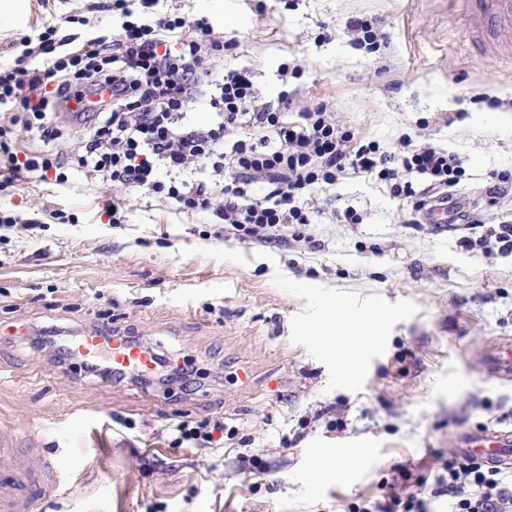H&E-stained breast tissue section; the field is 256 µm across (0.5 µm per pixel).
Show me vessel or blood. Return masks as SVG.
I'll return each mask as SVG.
<instances>
[{"label":"vessel or blood","instance_id":"1","mask_svg":"<svg viewBox=\"0 0 512 512\" xmlns=\"http://www.w3.org/2000/svg\"><path fill=\"white\" fill-rule=\"evenodd\" d=\"M491 21L512 28V0H483ZM112 350V367L121 372L151 369L153 362L140 348L119 338L91 335L84 337L75 352L90 355L102 345ZM490 374H512V342L492 346L482 357ZM454 447L460 454L494 466L512 463V428L487 426L457 432ZM56 464L44 457L41 449L23 448L14 441L0 438V512H33L37 499L63 493Z\"/></svg>","mask_w":512,"mask_h":512}]
</instances>
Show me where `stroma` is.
Returning a JSON list of instances; mask_svg holds the SVG:
<instances>
[{
	"label": "stroma",
	"mask_w": 512,
	"mask_h": 512,
	"mask_svg": "<svg viewBox=\"0 0 512 512\" xmlns=\"http://www.w3.org/2000/svg\"><path fill=\"white\" fill-rule=\"evenodd\" d=\"M28 2L20 25L0 28L2 66L50 21L82 37L118 30L85 0ZM154 10L208 17L237 43L217 69H249L262 98L292 87L381 149L408 135L455 153L475 221L410 223L414 199L348 174L317 196L324 247L312 252L239 240L138 192L126 195V222L110 223L101 183L74 169L63 186L1 191L0 213L21 221L0 229V435L35 430L71 488L37 512H361L403 468L425 512H448L433 489L458 428L512 427V380L477 362L512 338V257L459 245L512 216V193L485 195L492 173L512 170V32L479 23L464 0H156ZM351 16L379 20V51L353 47ZM287 63L301 71L285 82ZM347 209L362 223L333 221ZM334 313L368 331L351 376L324 333ZM107 322L192 362L194 390L89 379L78 358L64 373L24 342L44 326L71 337ZM180 415L223 419L220 453L169 447L164 426ZM348 449L365 454L353 475H318V455Z\"/></svg>",
	"instance_id": "35a3bbf8"
}]
</instances>
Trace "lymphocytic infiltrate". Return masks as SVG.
Segmentation results:
<instances>
[{
	"mask_svg": "<svg viewBox=\"0 0 512 512\" xmlns=\"http://www.w3.org/2000/svg\"><path fill=\"white\" fill-rule=\"evenodd\" d=\"M131 0H90L89 12L122 15L119 33L77 41L56 23L24 40L14 66L0 68V107L29 112L26 128L41 147L18 151L0 126V190L49 170L78 168L126 191L162 195L182 213L211 216L242 240L321 246L308 231L317 193L345 172L385 182L397 197L416 195L414 177L456 187L464 174L456 155L430 143L399 141L395 151L342 130L324 104L297 108L293 92L258 95L248 72L216 73L213 59L229 49L207 18L169 15L130 21ZM213 114L193 125L199 102ZM297 109L293 122L283 109ZM83 135L71 153L53 152L64 129ZM171 174L170 183L159 173ZM291 236H284V229ZM223 420L169 419L170 447L223 445ZM437 481L451 512H512V478L480 461L449 457Z\"/></svg>",
	"mask_w": 512,
	"mask_h": 512,
	"instance_id": "obj_1",
	"label": "lymphocytic infiltrate"
}]
</instances>
